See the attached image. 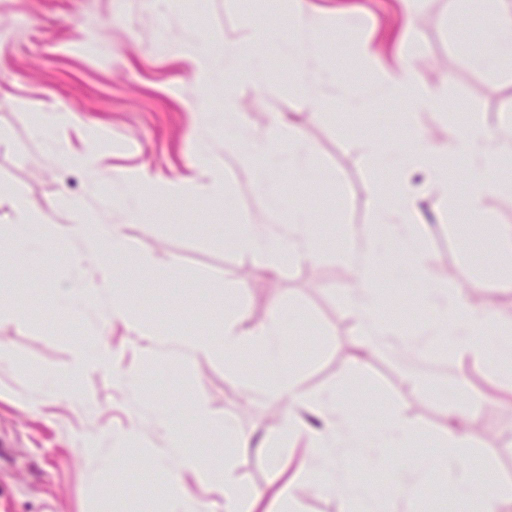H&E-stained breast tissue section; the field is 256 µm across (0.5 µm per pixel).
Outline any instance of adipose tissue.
Here are the masks:
<instances>
[{"label": "adipose tissue", "mask_w": 512, "mask_h": 512, "mask_svg": "<svg viewBox=\"0 0 512 512\" xmlns=\"http://www.w3.org/2000/svg\"><path fill=\"white\" fill-rule=\"evenodd\" d=\"M287 2L284 16L294 34L290 46L298 72H306L315 54L319 37L310 23L309 0H267L271 10H278L280 2ZM415 90V104L420 107L443 110L446 99L439 88L419 84L406 63L387 71L382 81V94L387 98H398L408 90ZM512 151V142L501 138H487L469 126H457L452 134L450 153L434 148L427 138L412 135L402 144H391L377 149L375 158L380 168L398 172L396 189H382L374 201L376 221L390 225L399 236L403 253H414L419 245L416 226L419 215L415 207L412 188L403 174L405 167L420 168L430 177V183L461 215L464 222L477 219L479 200L489 186L485 177H474L466 190H459L456 182L448 175V160L455 157L473 166L487 165L493 154L501 150ZM18 223L10 240L14 253L26 254L30 250L53 256L57 261L80 269L91 256L101 260L103 266L124 260L127 256V243L117 225L90 224L79 220L72 224H40L32 217L28 199L16 202ZM366 250L358 252L350 246L348 239H341L339 251L352 263L356 270L355 286L349 289L351 304L359 308L364 317L363 342L366 345H384L399 333L398 326L386 325L381 321L380 305L373 288L374 273L380 266L383 256L381 241L374 233H366ZM229 242L235 248L249 254L255 262L276 265L282 258L301 260L310 258L315 249V237L306 213H298L287 234L275 237L255 233L248 224L238 225ZM205 304L209 308L223 312L224 327L214 334H195L182 337L176 343V350L184 359L197 356L220 357L227 371L241 367L248 354L261 351L267 371L264 384L279 398L284 399L275 429L288 438L310 435L313 446L310 452L312 465L327 467L337 454H359L368 448H386L404 442L411 433L410 427L398 419L390 420L386 429L362 426L359 414L349 408L343 396L332 392L315 398H307L296 385V373L288 362L286 333L278 319H271L244 331L239 327L245 313L239 309L227 308L224 296L207 292ZM312 405L318 407L324 418L321 431L309 432L296 410ZM184 434L180 428H173L169 445L152 450V463L164 464L170 455H177L181 471L193 474L203 483L214 486L222 492L225 500L239 504L241 493L228 472L211 467L198 453L184 450Z\"/></svg>", "instance_id": "1"}]
</instances>
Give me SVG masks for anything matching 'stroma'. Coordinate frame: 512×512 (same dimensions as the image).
Masks as SVG:
<instances>
[{
    "label": "stroma",
    "mask_w": 512,
    "mask_h": 512,
    "mask_svg": "<svg viewBox=\"0 0 512 512\" xmlns=\"http://www.w3.org/2000/svg\"><path fill=\"white\" fill-rule=\"evenodd\" d=\"M320 33L305 81H298L286 48L287 32L257 38L260 0H172L165 9L148 0H0V231L17 222V197L27 198L37 222L67 224V201L84 204L119 225L131 262L160 266L177 259L182 301L168 306L161 289L138 282L129 295L133 321L113 319L114 287L126 284V263L102 276L97 259L73 271L53 258L30 262L0 255V278L15 286L0 297V512H169L168 487L177 484L188 512H226L216 488L179 474L176 460L151 465L146 449L168 445L158 422L166 411L188 426L194 449L209 462L228 465L231 478L258 496V512H347L343 480L360 486L381 512H455L465 467L477 466L481 486L512 485V378L491 355L500 328L512 325V282L500 273L512 260V156L484 172L491 187L474 224L459 223L453 209L421 189V249L409 259L390 240V259L375 277L389 320L408 337L425 341L424 353L402 356L376 347L357 355L362 316L346 290L355 271L338 253L348 228L373 227V201L388 176L369 145L399 142L414 133L448 147L446 113L402 105L388 131H380L386 104L377 102L378 78L406 57L415 76L441 88L461 122L493 134L512 121V74L491 70L454 49L459 33L474 50L487 40L473 13L448 0H418L409 35H402L401 0H310ZM258 46L265 67L261 88L242 86L224 100V73L249 59L226 60L242 43ZM215 56L210 84L198 77L195 50ZM349 85L374 101L347 110L337 92ZM58 114L49 137L36 135L41 113ZM228 112L246 122L225 124ZM281 114L312 148L304 163L288 152L287 136L268 140L252 163L239 161L267 132V116ZM86 155L87 169L57 165L58 147ZM162 176L179 189L176 200H147L146 217H134L119 184L142 174ZM268 176L278 197L270 206L259 187ZM215 184L202 197L200 181ZM305 210L318 247L306 261L277 267L255 263L225 246L210 227L251 224L275 235ZM492 245L483 260L473 240ZM95 283L94 306L59 316L55 302L74 276ZM480 283L491 305L489 321L471 335V349L440 356L448 338L434 326L432 305L455 299ZM223 292L249 313L244 329L279 319L288 331V360L297 385L310 396L336 390L363 398L364 426L400 417L426 446L411 443L366 456L345 455L335 467L313 473L306 438L278 439L272 428L281 404L261 383L263 363L252 358L230 373L220 358L187 363L145 357L144 334L167 351L187 334L222 328L224 315L201 303L199 286ZM435 302V303H436ZM26 307L29 316L14 312ZM102 344L110 365L81 376L73 399L56 396L49 368L71 363L77 341ZM209 403L216 427L194 425L195 403ZM466 422L465 448L438 444L449 416ZM136 430L140 441L124 438ZM251 437L252 447L228 448L225 430ZM428 458L423 488L404 498L391 489L407 465ZM446 496L430 503L428 488Z\"/></svg>",
    "instance_id": "obj_1"
}]
</instances>
